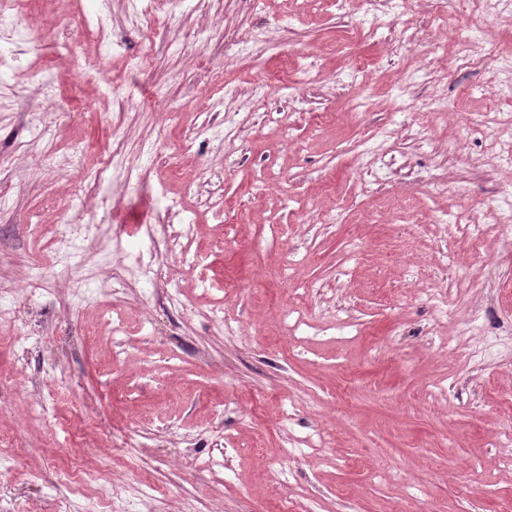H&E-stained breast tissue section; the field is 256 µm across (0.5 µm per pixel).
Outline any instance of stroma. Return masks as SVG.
<instances>
[{
  "label": "stroma",
  "mask_w": 512,
  "mask_h": 512,
  "mask_svg": "<svg viewBox=\"0 0 512 512\" xmlns=\"http://www.w3.org/2000/svg\"><path fill=\"white\" fill-rule=\"evenodd\" d=\"M40 60L0 70V280L18 318L0 328V512H95L99 484L124 485L130 512H512V226L475 253L448 214L486 223L493 195L512 210V157L483 129H512V67L463 65L459 40L512 51V11L468 0H180L153 30V59L124 62L141 33L131 0H67ZM106 16L111 95L61 53ZM264 42L244 52L245 33ZM366 76L352 77L353 64ZM54 84L57 108L39 88ZM223 99L224 109L211 104ZM38 138L64 166L19 149ZM110 161L83 206L96 222L70 267L30 296L49 263L57 215L82 172ZM108 206H100V199ZM216 287L160 260L151 287L127 272L166 203ZM229 234L215 230L213 203ZM91 279L86 307L69 281ZM183 306L163 305L169 284ZM448 313L433 312L437 296ZM125 321L110 337L101 302ZM223 305L224 318L210 309ZM318 330L296 339L289 306ZM358 326L336 338L338 318ZM236 335H226L224 321ZM323 434L313 464L284 453ZM133 439L116 448L113 438ZM77 465L83 481L66 483ZM148 485L127 484L129 467Z\"/></svg>",
  "instance_id": "stroma-1"
}]
</instances>
